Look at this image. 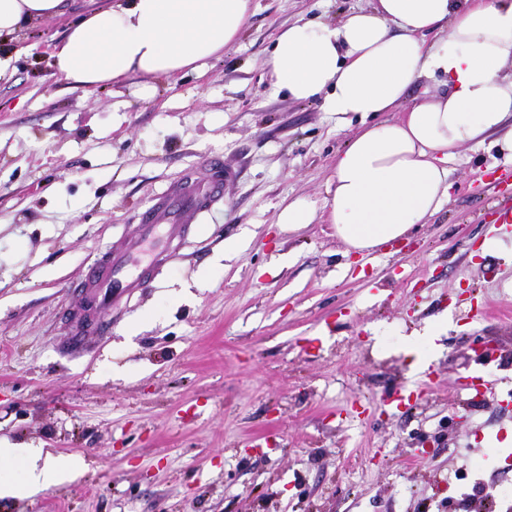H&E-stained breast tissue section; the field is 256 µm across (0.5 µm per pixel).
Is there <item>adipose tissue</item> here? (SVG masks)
<instances>
[{
    "label": "adipose tissue",
    "mask_w": 512,
    "mask_h": 512,
    "mask_svg": "<svg viewBox=\"0 0 512 512\" xmlns=\"http://www.w3.org/2000/svg\"><path fill=\"white\" fill-rule=\"evenodd\" d=\"M64 0H0V38L59 15ZM253 0H110L84 14L50 54L55 75L87 90L130 77L142 99L158 80L199 72L236 46ZM436 40H429V33ZM512 0H374L339 24L279 29L264 63L269 90L323 111L360 117L337 151L327 221L357 254H371L425 224L449 196L446 164L467 143L499 136L512 151ZM442 93L409 99L424 79ZM399 112L377 122L379 112ZM22 464L0 498L65 481L72 462L0 444V462Z\"/></svg>",
    "instance_id": "obj_1"
}]
</instances>
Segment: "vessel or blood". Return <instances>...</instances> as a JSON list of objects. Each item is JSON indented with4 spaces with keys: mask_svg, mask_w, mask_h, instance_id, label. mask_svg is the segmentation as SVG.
Listing matches in <instances>:
<instances>
[{
    "mask_svg": "<svg viewBox=\"0 0 512 512\" xmlns=\"http://www.w3.org/2000/svg\"><path fill=\"white\" fill-rule=\"evenodd\" d=\"M205 176L189 171L177 191L157 198L137 215L134 241L111 246L73 287L83 306L75 315L89 332H106L103 316L147 288L160 267L177 254L201 216L224 202L226 172L222 159H211Z\"/></svg>",
    "mask_w": 512,
    "mask_h": 512,
    "instance_id": "vessel-or-blood-1",
    "label": "vessel or blood"
}]
</instances>
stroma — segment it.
I'll list each match as a JSON object with an SVG mask.
<instances>
[{
  "mask_svg": "<svg viewBox=\"0 0 512 512\" xmlns=\"http://www.w3.org/2000/svg\"><path fill=\"white\" fill-rule=\"evenodd\" d=\"M0 43V440L73 456L71 479L0 512H501L512 502V158L462 146L409 249L354 260L323 207L359 118L269 92L277 28L372 0H255L238 46L138 94L49 65L82 13ZM32 53H23V46ZM219 157L224 204L111 330L67 346L69 287L184 173ZM495 239L482 251L486 239ZM436 376L410 407L399 350L430 322ZM483 368L481 394L459 380ZM317 208L304 201H294L288 203L279 215V223L289 224L288 227L297 224H311L317 218Z\"/></svg>",
  "mask_w": 512,
  "mask_h": 512,
  "instance_id": "1",
  "label": "stroma"
}]
</instances>
